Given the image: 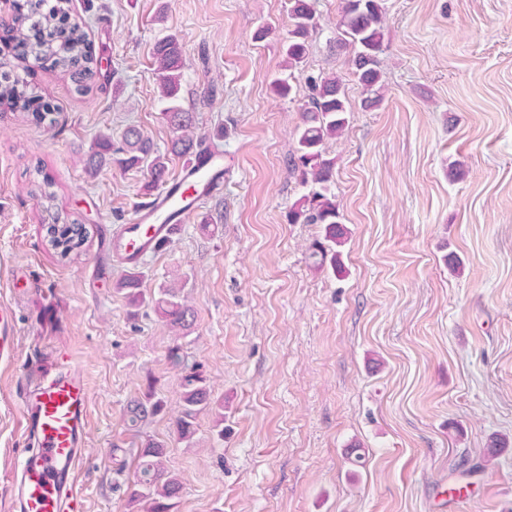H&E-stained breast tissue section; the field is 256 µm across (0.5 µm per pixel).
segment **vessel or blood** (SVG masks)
Masks as SVG:
<instances>
[{
  "instance_id": "b4317fda",
  "label": "vessel or blood",
  "mask_w": 512,
  "mask_h": 512,
  "mask_svg": "<svg viewBox=\"0 0 512 512\" xmlns=\"http://www.w3.org/2000/svg\"><path fill=\"white\" fill-rule=\"evenodd\" d=\"M224 191V154L200 147L162 188L140 203L132 223L108 242L109 253L136 267L157 253L175 229L196 213L206 198ZM15 336L12 312L0 307V361L11 360ZM88 385L83 372L62 360L55 374L24 389L25 429L36 448L20 463L19 512H84L78 491L87 428Z\"/></svg>"
}]
</instances>
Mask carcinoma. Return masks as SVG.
Wrapping results in <instances>:
<instances>
[{
  "mask_svg": "<svg viewBox=\"0 0 512 512\" xmlns=\"http://www.w3.org/2000/svg\"><path fill=\"white\" fill-rule=\"evenodd\" d=\"M68 0H26L19 6L15 18V43L22 59L33 58L48 62L49 67L69 71L79 79L93 76V58L83 31L66 21ZM292 28L284 43L285 65L282 75L272 81V89L280 97L293 91L296 73L309 52L310 29L313 27V7L309 0H288ZM386 11L383 0H342L336 45L349 51L352 73L363 88L365 102L370 106L383 99L379 54L383 51ZM154 66L158 76V102L161 114L172 129L174 137L168 149L161 152L136 127L127 128L120 141L101 134L91 149L86 171L93 177L104 165L121 169L144 167L147 180L144 188L150 192L168 177L170 157L189 160L203 143L195 135V115L179 104L184 78L182 50L173 35H167L156 45ZM309 106L301 108V122L296 132V147L291 158L293 169L300 173L303 194L288 210L290 224H319L322 237L310 245V258L317 270L344 272L341 247L347 241V230L333 190L335 159L327 156L325 144L339 137L348 125V99L343 79L328 75L311 80ZM33 95L19 76L10 72L0 74V105L26 112ZM49 244L67 258L85 244L87 231L76 223H54L47 227ZM142 272L130 269L113 282L112 287L124 295L129 306L145 302L140 291ZM155 312L166 323L175 339L185 334L193 321L184 288L172 285L161 288L151 297ZM169 359L181 370L180 411L175 420L178 440L191 445L197 433L198 416L208 411L214 416L218 436H224V404L211 402L207 378L200 365L188 362L180 344L169 348ZM139 475L130 492V504L142 512H177L182 483L165 467L166 446L149 438L140 452Z\"/></svg>",
  "mask_w": 512,
  "mask_h": 512,
  "instance_id": "cac0c4a2",
  "label": "carcinoma"
}]
</instances>
